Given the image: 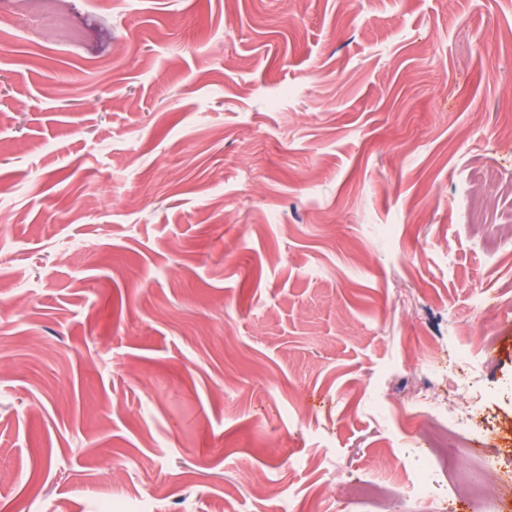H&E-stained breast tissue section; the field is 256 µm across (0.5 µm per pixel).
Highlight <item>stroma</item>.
<instances>
[{
    "mask_svg": "<svg viewBox=\"0 0 512 512\" xmlns=\"http://www.w3.org/2000/svg\"><path fill=\"white\" fill-rule=\"evenodd\" d=\"M59 7L0 0V512H449L386 457L459 354L512 452V0ZM19 1L27 6L26 16L31 19L50 18L55 27L57 36L61 40L74 38V31L70 27L67 18L56 10V3L59 0H13Z\"/></svg>",
    "mask_w": 512,
    "mask_h": 512,
    "instance_id": "35a3bbf8",
    "label": "stroma"
}]
</instances>
